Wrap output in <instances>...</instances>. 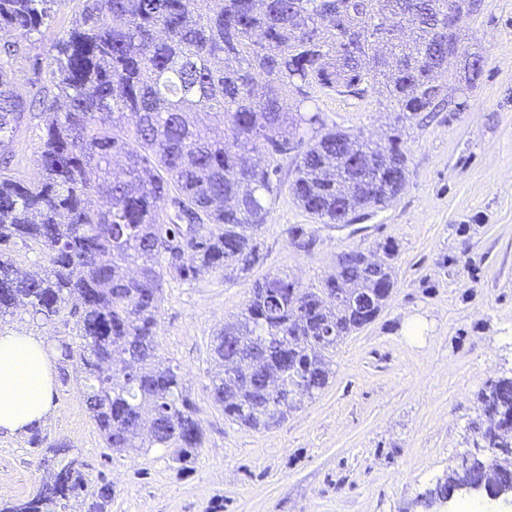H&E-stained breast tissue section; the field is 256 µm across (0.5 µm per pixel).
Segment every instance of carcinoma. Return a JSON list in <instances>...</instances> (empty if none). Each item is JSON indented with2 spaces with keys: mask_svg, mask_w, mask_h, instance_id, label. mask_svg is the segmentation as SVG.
I'll return each instance as SVG.
<instances>
[{
  "mask_svg": "<svg viewBox=\"0 0 512 512\" xmlns=\"http://www.w3.org/2000/svg\"><path fill=\"white\" fill-rule=\"evenodd\" d=\"M58 0H0V29L25 37ZM80 20L56 44L52 83L67 100L57 106L40 80L33 100L10 88L19 43L0 44V321L22 307L44 323L72 300L80 303L77 346H56L62 375L79 357L85 403L106 447L174 449L185 463L202 447L197 407L181 374L156 364L157 315L166 281L196 282L208 272L247 273L264 259L256 232L267 223L281 188L277 157L294 154L288 191L321 224L383 207L405 189L407 155L401 129L446 102L438 79L461 46L448 34V0H410L399 23L410 39L371 40L391 0H350L348 27L360 55L341 58L336 22L324 0H79ZM472 89L484 59L465 54ZM379 83L397 107L395 134L369 143L328 125L322 113L289 103L283 90L319 87L363 93ZM39 103L44 135L31 180L14 175L15 130ZM224 126L208 137L190 115ZM276 129L278 139L269 137ZM100 172L92 186L90 165ZM107 198L93 209L90 192ZM168 198L162 210L157 201ZM44 251V273L21 277L11 253L18 243ZM385 264L367 271L369 256L340 255L318 288L276 273L257 281L244 311L224 324L213 355L240 373L214 376L210 392L224 417L248 428L285 418L304 396L324 389L330 354L343 337L371 323L391 296L396 247L382 245ZM338 288L358 290L368 306L330 304ZM288 360V375H269ZM488 425L472 440L471 466L448 472L424 495L431 507L462 482L496 490L512 482V377L479 395ZM496 450L485 456L486 438ZM28 443L46 448L56 471L37 492L0 512H52L87 493L84 463L40 429ZM114 489L101 482L90 512H107Z\"/></svg>",
  "mask_w": 512,
  "mask_h": 512,
  "instance_id": "cac0c4a2",
  "label": "carcinoma"
}]
</instances>
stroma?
<instances>
[{"label": "stroma", "mask_w": 512, "mask_h": 512, "mask_svg": "<svg viewBox=\"0 0 512 512\" xmlns=\"http://www.w3.org/2000/svg\"><path fill=\"white\" fill-rule=\"evenodd\" d=\"M78 13V0H60L27 40L0 30V43H21L12 78L22 98L33 93L34 57L50 63ZM460 39L483 56V75L465 90L463 64H452L447 107L407 131L408 184L391 204L350 224H320L281 191L260 236L265 260L249 276L168 281L159 358L180 366L205 434L188 471L168 448H105L84 400V374L71 363L42 429L70 444L89 486L112 482L110 512H426L423 494L468 448L479 393L512 376V0H483ZM37 78L50 83L49 73ZM306 105L373 141L394 117L378 85L359 97L313 89ZM42 134L40 116L26 115L13 140L21 178L34 176ZM295 225L313 236L310 250L292 244ZM388 240L397 246L393 294L338 345L328 386L268 430L225 420L208 389L216 370L210 345L245 308L254 281L282 272L315 288L341 254ZM411 318L421 329L410 339ZM44 455L27 436H0L1 500L36 492L49 472Z\"/></svg>", "instance_id": "obj_1"}]
</instances>
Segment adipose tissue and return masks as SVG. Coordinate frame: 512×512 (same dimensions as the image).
Here are the masks:
<instances>
[{"mask_svg":"<svg viewBox=\"0 0 512 512\" xmlns=\"http://www.w3.org/2000/svg\"><path fill=\"white\" fill-rule=\"evenodd\" d=\"M54 351L43 338L0 329V435H17L51 412Z\"/></svg>","mask_w":512,"mask_h":512,"instance_id":"adipose-tissue-1","label":"adipose tissue"}]
</instances>
